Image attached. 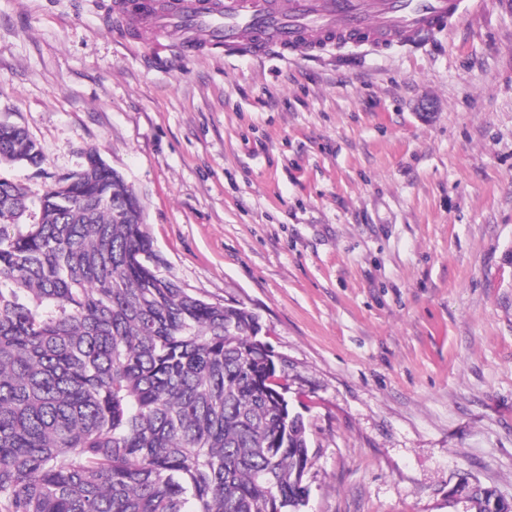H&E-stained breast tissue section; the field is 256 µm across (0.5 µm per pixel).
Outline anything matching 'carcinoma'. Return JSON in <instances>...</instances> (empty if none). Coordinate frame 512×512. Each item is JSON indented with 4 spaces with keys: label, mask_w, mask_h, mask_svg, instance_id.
<instances>
[{
    "label": "carcinoma",
    "mask_w": 512,
    "mask_h": 512,
    "mask_svg": "<svg viewBox=\"0 0 512 512\" xmlns=\"http://www.w3.org/2000/svg\"><path fill=\"white\" fill-rule=\"evenodd\" d=\"M0 161L44 156L0 122ZM38 209L0 181V512H304L306 424L258 315L146 261L142 202L95 152Z\"/></svg>",
    "instance_id": "obj_1"
}]
</instances>
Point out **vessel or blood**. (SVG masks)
I'll use <instances>...</instances> for the list:
<instances>
[{"label":"vessel or blood","mask_w":512,"mask_h":512,"mask_svg":"<svg viewBox=\"0 0 512 512\" xmlns=\"http://www.w3.org/2000/svg\"><path fill=\"white\" fill-rule=\"evenodd\" d=\"M464 0H116L134 28L184 45L313 52L337 43L421 45L459 17Z\"/></svg>","instance_id":"vessel-or-blood-1"}]
</instances>
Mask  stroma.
<instances>
[{"label": "stroma", "instance_id": "obj_1", "mask_svg": "<svg viewBox=\"0 0 512 512\" xmlns=\"http://www.w3.org/2000/svg\"><path fill=\"white\" fill-rule=\"evenodd\" d=\"M113 0H0V122L43 172L94 151L160 272L259 317L314 455L307 512L512 499V0L423 48L281 58L140 36Z\"/></svg>", "mask_w": 512, "mask_h": 512}]
</instances>
